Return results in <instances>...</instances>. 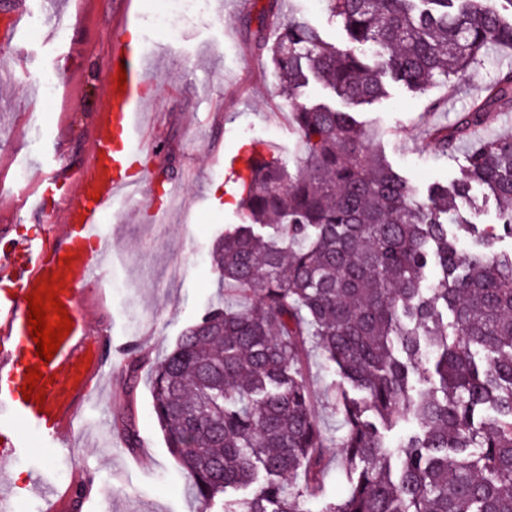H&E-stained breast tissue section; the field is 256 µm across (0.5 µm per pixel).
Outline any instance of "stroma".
<instances>
[{"label":"stroma","instance_id":"1","mask_svg":"<svg viewBox=\"0 0 512 512\" xmlns=\"http://www.w3.org/2000/svg\"><path fill=\"white\" fill-rule=\"evenodd\" d=\"M267 3L205 0L183 16L173 0H0V29L10 25L13 12L22 15L14 36L0 41V239L40 238L45 248L54 247L53 212L21 211L13 199L59 166L68 171L69 186H76L89 160L96 115L106 106V60L113 44L132 31L146 60L151 96L138 124L150 183L136 207L120 202L102 217L112 294L83 300L92 334L108 342L103 378L74 421L71 450L0 464V481L24 487L42 468L52 485L66 491L91 477L92 497L77 512H199L153 415L147 370H140L133 397L125 395L123 351L135 346L157 361L209 306L226 300L211 255L225 226L242 221L227 171L239 147L271 145L292 172L305 160L292 104L279 91L269 54L256 46ZM279 8L336 46L347 45L325 0H279ZM163 12L181 36L149 28L150 18ZM121 18L122 30L116 26ZM507 57L488 50L453 90L437 83L415 93L387 81V97L355 108L373 150L406 178L417 199L426 198L431 184L460 179L464 151L441 155L431 134L482 94ZM48 75L57 82L51 96L43 89ZM20 167L27 172L22 183L14 179ZM128 413L140 437L133 451L118 429ZM347 490L339 453L331 451L310 512H327Z\"/></svg>","mask_w":512,"mask_h":512}]
</instances>
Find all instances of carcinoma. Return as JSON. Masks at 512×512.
Segmentation results:
<instances>
[{"label":"carcinoma","mask_w":512,"mask_h":512,"mask_svg":"<svg viewBox=\"0 0 512 512\" xmlns=\"http://www.w3.org/2000/svg\"><path fill=\"white\" fill-rule=\"evenodd\" d=\"M257 43L284 95L309 80L352 106L385 96L383 75L423 92L451 83L490 45L512 49V0H327L350 43L289 17ZM512 110V69L432 137L439 152ZM306 152L292 173L251 150L236 172L244 221L213 261L243 306H214L152 368L155 419L203 512H306L321 487L320 413L343 418L346 496L327 512H512V251L463 249L457 199L483 185L512 238V135L466 154L455 193L413 197L350 112L294 105ZM437 286L424 294L429 266ZM318 351L342 383L313 389ZM144 358L127 353L128 392ZM388 427L416 422L398 444ZM300 474L301 489L292 479ZM252 488V495L236 492Z\"/></svg>","instance_id":"cac0c4a2"}]
</instances>
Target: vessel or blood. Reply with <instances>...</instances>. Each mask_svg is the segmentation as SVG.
Here are the masks:
<instances>
[{
  "instance_id": "1",
  "label": "vessel or blood",
  "mask_w": 512,
  "mask_h": 512,
  "mask_svg": "<svg viewBox=\"0 0 512 512\" xmlns=\"http://www.w3.org/2000/svg\"><path fill=\"white\" fill-rule=\"evenodd\" d=\"M124 84H117L118 73ZM109 106L96 117L91 142V163L75 190H68L64 169L52 170L38 183L41 205L60 203L62 232L52 251L37 240L14 245L0 276L9 283L0 291V460L26 455L30 439L45 447L67 449L71 425L79 408L103 373L106 351L92 336L79 307L85 285H100L99 222L119 199L144 193L141 183L127 180L141 146L135 131L139 100L137 89L148 79L142 54L125 42L114 46L107 67ZM58 278L57 297L71 317L73 328L48 364H40L37 346L27 321V297L41 283ZM40 367L44 404L25 400L26 368Z\"/></svg>"
}]
</instances>
